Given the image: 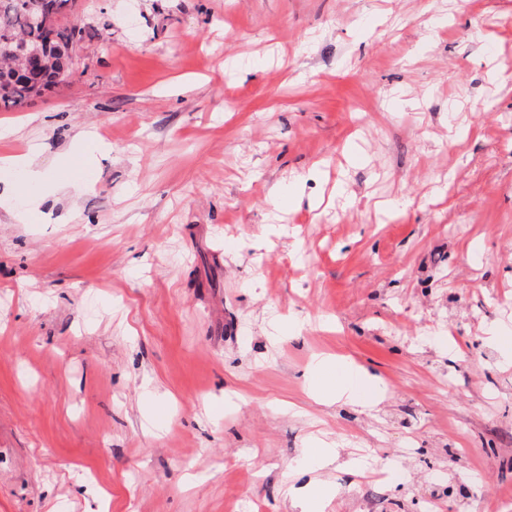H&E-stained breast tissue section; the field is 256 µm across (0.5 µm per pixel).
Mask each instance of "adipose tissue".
Listing matches in <instances>:
<instances>
[{"label":"adipose tissue","instance_id":"1","mask_svg":"<svg viewBox=\"0 0 512 512\" xmlns=\"http://www.w3.org/2000/svg\"><path fill=\"white\" fill-rule=\"evenodd\" d=\"M308 372L310 395L320 403H339L371 412L386 392L378 375L342 356L316 358Z\"/></svg>","mask_w":512,"mask_h":512}]
</instances>
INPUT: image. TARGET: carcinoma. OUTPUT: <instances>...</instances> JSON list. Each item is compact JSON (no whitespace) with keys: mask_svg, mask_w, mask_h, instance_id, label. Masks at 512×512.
<instances>
[{"mask_svg":"<svg viewBox=\"0 0 512 512\" xmlns=\"http://www.w3.org/2000/svg\"><path fill=\"white\" fill-rule=\"evenodd\" d=\"M74 5L75 0H50L48 21L40 22V0H0V38L13 39L10 49L0 44V57L13 56L0 60V108L21 107L73 74L74 58L66 49L82 30L64 20ZM34 49L45 52L46 59L38 81L29 84L15 78L14 57Z\"/></svg>","mask_w":512,"mask_h":512,"instance_id":"1","label":"carcinoma"}]
</instances>
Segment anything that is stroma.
<instances>
[{"label": "stroma", "instance_id": "35a3bbf8", "mask_svg": "<svg viewBox=\"0 0 512 512\" xmlns=\"http://www.w3.org/2000/svg\"><path fill=\"white\" fill-rule=\"evenodd\" d=\"M69 20L74 74L0 111V512H298L314 436L363 465L324 512H512V0ZM315 354L377 411L315 403ZM308 372L310 396L319 403H339L372 412L386 392L378 375L343 356L315 358Z\"/></svg>", "mask_w": 512, "mask_h": 512}]
</instances>
